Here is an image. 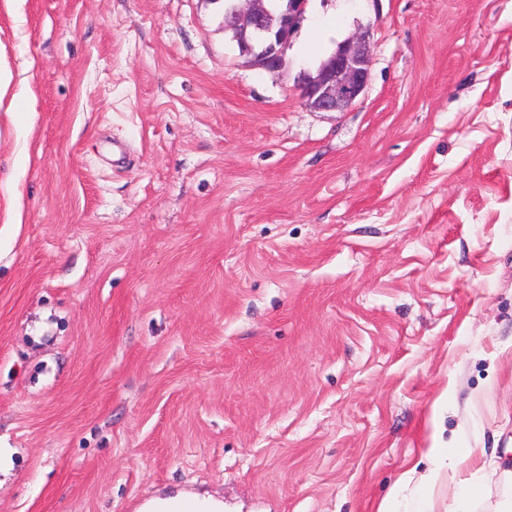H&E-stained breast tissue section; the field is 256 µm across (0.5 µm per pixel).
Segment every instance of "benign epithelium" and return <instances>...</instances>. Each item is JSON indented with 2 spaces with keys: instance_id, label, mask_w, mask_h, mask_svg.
Here are the masks:
<instances>
[{
  "instance_id": "7a95c632",
  "label": "benign epithelium",
  "mask_w": 512,
  "mask_h": 512,
  "mask_svg": "<svg viewBox=\"0 0 512 512\" xmlns=\"http://www.w3.org/2000/svg\"><path fill=\"white\" fill-rule=\"evenodd\" d=\"M243 1L248 2V7L241 5ZM306 2L292 0L274 28L267 24L268 0H235L224 28L238 32L240 52L245 55L253 54L251 39L263 32L265 50L259 59L268 72L276 73L282 67V46L299 23ZM369 81V47L364 41H352L339 46L315 74L303 76L300 95L305 105L315 111H342L357 101Z\"/></svg>"
}]
</instances>
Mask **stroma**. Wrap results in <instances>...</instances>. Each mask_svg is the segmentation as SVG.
I'll use <instances>...</instances> for the list:
<instances>
[{
  "instance_id": "35a3bbf8",
  "label": "stroma",
  "mask_w": 512,
  "mask_h": 512,
  "mask_svg": "<svg viewBox=\"0 0 512 512\" xmlns=\"http://www.w3.org/2000/svg\"><path fill=\"white\" fill-rule=\"evenodd\" d=\"M330 21L314 46L311 25ZM367 36L351 108L299 79ZM0 0V512H376L512 463V0ZM279 0H270V11L273 20L276 21L284 13L278 23V27L273 29L272 25H267V17L270 15L268 9V0H235L233 8L224 23V28L232 31L236 30L240 38L239 48L242 54L252 55L254 52L253 38L258 31L264 33L265 50L262 55H258L261 65L270 73H276L282 67V46L288 41V37L304 11V5L307 0H292L287 8L282 9L278 3ZM241 2H248L247 8L241 5ZM250 39L251 42L248 41ZM426 456L431 461V467L418 479L420 493L411 498H405L402 512H433L431 509V493L437 485L444 469L455 466L454 456L448 453V448H430ZM170 502L178 503L182 506V508L187 509L186 511L192 512H218L220 510L217 506V503L211 502L207 498H182L181 496H177L170 500ZM181 507H178L172 503L166 506V512H181ZM211 508V509H210ZM210 509V510H207Z\"/></svg>"
}]
</instances>
